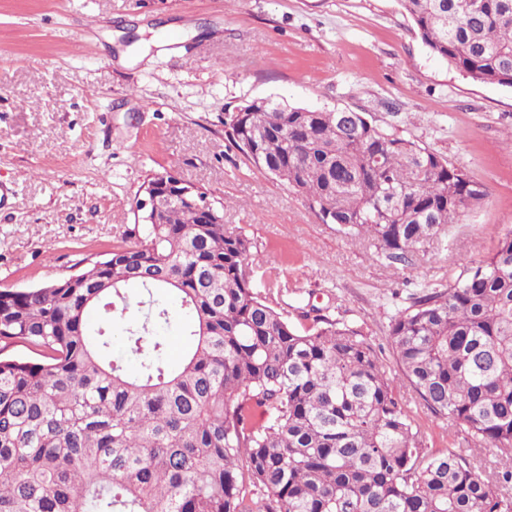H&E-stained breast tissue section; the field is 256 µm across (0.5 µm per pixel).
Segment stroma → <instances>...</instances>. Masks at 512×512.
Returning a JSON list of instances; mask_svg holds the SVG:
<instances>
[{
	"label": "stroma",
	"instance_id": "35a3bbf8",
	"mask_svg": "<svg viewBox=\"0 0 512 512\" xmlns=\"http://www.w3.org/2000/svg\"><path fill=\"white\" fill-rule=\"evenodd\" d=\"M272 99L347 108L484 183L404 265L325 224L235 148L224 116ZM512 88L435 56L399 0H0V289L34 288L110 252L145 177L169 171L224 202L252 240V287L299 322L362 332L428 451L461 442L403 380L388 325L512 229ZM276 281L280 291L267 290Z\"/></svg>",
	"mask_w": 512,
	"mask_h": 512
}]
</instances>
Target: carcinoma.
Returning a JSON list of instances; mask_svg holds the SVG:
<instances>
[{
    "label": "carcinoma",
    "mask_w": 512,
    "mask_h": 512,
    "mask_svg": "<svg viewBox=\"0 0 512 512\" xmlns=\"http://www.w3.org/2000/svg\"><path fill=\"white\" fill-rule=\"evenodd\" d=\"M400 4L432 53L512 88V0ZM224 124L249 163L390 264L487 196L359 112L262 100ZM185 189L67 280L0 289V342L40 356L0 357V512H512V230L389 329L419 402L496 450L485 476L460 448H423L359 330L308 314L298 326L259 297L251 239L199 223L210 194ZM170 296L191 340L175 365L158 335ZM116 324L133 371L110 358Z\"/></svg>",
    "instance_id": "cac0c4a2"
}]
</instances>
